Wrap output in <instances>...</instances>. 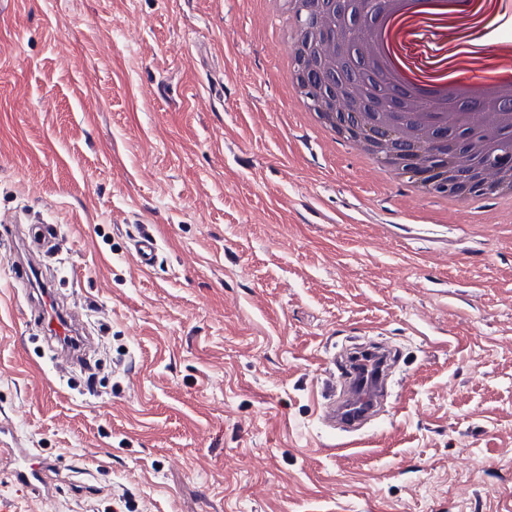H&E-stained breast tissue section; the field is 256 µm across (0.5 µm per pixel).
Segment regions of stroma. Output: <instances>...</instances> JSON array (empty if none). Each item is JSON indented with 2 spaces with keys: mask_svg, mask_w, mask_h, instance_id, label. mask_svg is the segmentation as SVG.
Instances as JSON below:
<instances>
[{
  "mask_svg": "<svg viewBox=\"0 0 512 512\" xmlns=\"http://www.w3.org/2000/svg\"><path fill=\"white\" fill-rule=\"evenodd\" d=\"M262 0H0V512H512V208L387 183L295 112ZM112 364L58 367L5 245ZM153 236L142 269L133 246ZM394 345L361 433L341 344ZM58 239V229L54 224L41 225L32 243L29 245V251L25 258L24 265L34 270V266L42 262V257L55 245ZM381 378L382 376L380 377L379 374L377 384H373L359 395L352 396L351 400L355 405L362 404L363 410L360 413L349 415L346 413V407L341 409L343 404L333 402L323 406L324 418L332 419L334 422L337 421L347 431L357 430L365 420L375 413L379 395L385 384V380H381ZM0 454L1 465H4L5 459L9 475L15 483L29 487L39 494L41 492L42 495L50 493V483L46 478L51 464L34 456L32 448L2 447Z\"/></svg>",
  "mask_w": 512,
  "mask_h": 512,
  "instance_id": "1",
  "label": "stroma"
}]
</instances>
